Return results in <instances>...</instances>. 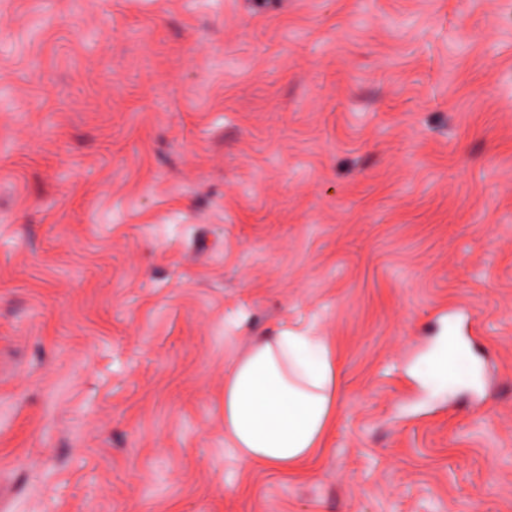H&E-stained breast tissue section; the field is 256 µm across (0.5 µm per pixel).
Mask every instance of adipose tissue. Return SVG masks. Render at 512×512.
<instances>
[{"label": "adipose tissue", "instance_id": "adipose-tissue-1", "mask_svg": "<svg viewBox=\"0 0 512 512\" xmlns=\"http://www.w3.org/2000/svg\"><path fill=\"white\" fill-rule=\"evenodd\" d=\"M337 405L336 361L306 331L259 336L224 377V435L241 463L291 474L325 447Z\"/></svg>", "mask_w": 512, "mask_h": 512}]
</instances>
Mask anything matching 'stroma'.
<instances>
[{"instance_id": "1", "label": "stroma", "mask_w": 512, "mask_h": 512, "mask_svg": "<svg viewBox=\"0 0 512 512\" xmlns=\"http://www.w3.org/2000/svg\"><path fill=\"white\" fill-rule=\"evenodd\" d=\"M284 325L297 477L224 437ZM0 512H512V0H0ZM336 360L306 331L258 336L224 377V435L237 459L285 474L325 448L336 416ZM447 348V341L445 343L443 337L437 347L422 362L417 375L419 379L426 381L425 379H429L436 372H443L440 376L447 379L448 364L456 365L460 363L458 358L450 356L455 354L454 346L452 344L449 345L450 355L447 353Z\"/></svg>"}]
</instances>
